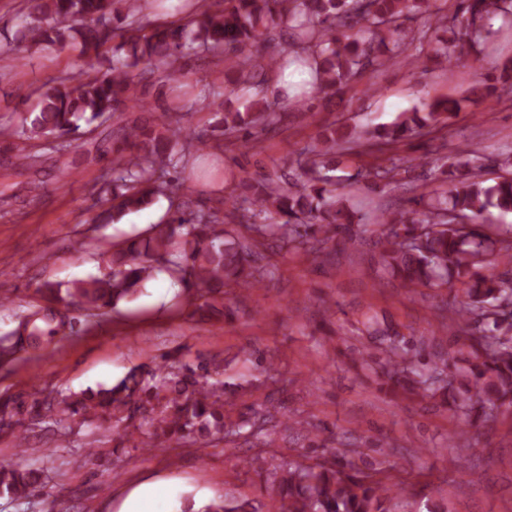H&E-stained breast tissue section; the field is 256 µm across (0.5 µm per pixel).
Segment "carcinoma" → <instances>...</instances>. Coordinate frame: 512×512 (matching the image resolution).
<instances>
[{
  "label": "carcinoma",
  "instance_id": "cac0c4a2",
  "mask_svg": "<svg viewBox=\"0 0 512 512\" xmlns=\"http://www.w3.org/2000/svg\"><path fill=\"white\" fill-rule=\"evenodd\" d=\"M191 18L184 24L161 22L141 15L137 0H27V12L13 37L0 49L19 54L35 50L74 47L85 63L78 73L59 75L30 92L17 91L22 103H31L11 133L8 150L15 162L34 168L42 155L27 150L26 142L44 141L50 153L63 156L71 143L64 136L81 126L118 123L112 145V180L96 190L100 212L95 220L110 223L125 214L147 208L165 196L175 202L166 224H157L150 236L132 240L112 251L109 271L76 279L65 289L49 283L35 292L52 305L77 306L92 317L133 298L157 267H165L184 288L195 290L198 303L192 315L202 320L224 316V288L242 291L258 287L272 276L259 263L258 247L275 238L286 253L330 256L328 244L353 245L362 239V224L344 193L336 190L328 156L344 149L356 154L377 151L382 161L361 168L353 182L376 190L397 182L429 164V153L399 154L400 146L421 130L445 134L454 109L446 102H431L402 112L388 126L349 128L331 122L323 127L320 145L297 152L296 168L288 171L251 170L235 162L239 193L224 196V217L188 193L179 192L171 172L190 156L208 147V141L183 123L179 108H166L155 121L132 125L123 116L144 108L138 85L152 81L159 88L179 80L189 60L222 66L225 100L245 105L233 110L223 103L200 99L219 116V136L251 139L266 134L288 119V111L307 103L277 105L265 97L269 75L288 66L292 56L315 76L314 91L326 96L349 87L367 72H378L407 62L418 65L423 47L443 62L463 50L481 52L486 42L483 21L492 13L512 16V0H193ZM423 16L436 28L452 33L449 41L432 39L429 29L417 30L407 22ZM286 26L287 49L269 56L251 52L258 42ZM437 170L448 183L442 199L420 197L414 217L382 212L378 225V264L410 286H461L464 300L454 307L456 320L484 327L460 337L467 355L425 363L417 371L404 365L405 348L385 349V369L393 388L419 390L434 398L445 386V369L462 377L453 388L461 428L472 420L512 410V237L494 239L480 224L490 208L512 213V177L486 183L481 171L488 166L512 169V149L487 156L467 142L453 160L435 158ZM226 224L245 232L230 235ZM29 332L40 335L29 318L0 338L7 352L10 337ZM215 362L181 363L162 356V362L141 365L109 388L86 389L57 399L35 397L30 405L19 396L0 400V432L13 433L15 446L25 447L27 436L15 430L14 417L29 407L31 420L62 427L80 418L112 423L117 438L158 448L186 438L202 445L240 434L251 426L258 437L262 428L242 421L238 430L226 429L224 382L211 380ZM37 471L0 461V495L28 497L37 487ZM393 481L381 467L365 469L324 456L306 463L288 462L273 482L275 512H396L403 496L392 492ZM182 512H261L246 509L231 499L213 500L200 510L190 504Z\"/></svg>",
  "mask_w": 512,
  "mask_h": 512
}]
</instances>
